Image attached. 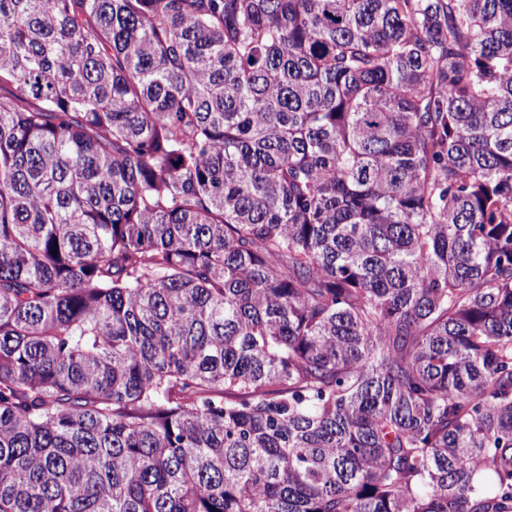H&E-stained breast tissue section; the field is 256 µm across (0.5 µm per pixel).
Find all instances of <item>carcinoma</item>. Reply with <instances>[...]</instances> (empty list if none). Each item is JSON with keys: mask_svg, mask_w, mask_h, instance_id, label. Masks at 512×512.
I'll use <instances>...</instances> for the list:
<instances>
[{"mask_svg": "<svg viewBox=\"0 0 512 512\" xmlns=\"http://www.w3.org/2000/svg\"><path fill=\"white\" fill-rule=\"evenodd\" d=\"M0 512H512V0H0Z\"/></svg>", "mask_w": 512, "mask_h": 512, "instance_id": "obj_1", "label": "carcinoma"}]
</instances>
